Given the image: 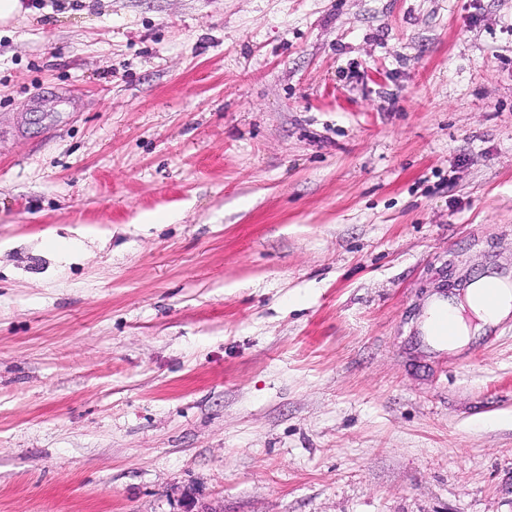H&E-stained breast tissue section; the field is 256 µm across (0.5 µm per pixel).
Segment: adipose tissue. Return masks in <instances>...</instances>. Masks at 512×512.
Returning a JSON list of instances; mask_svg holds the SVG:
<instances>
[{"mask_svg":"<svg viewBox=\"0 0 512 512\" xmlns=\"http://www.w3.org/2000/svg\"><path fill=\"white\" fill-rule=\"evenodd\" d=\"M512 316V289H497L493 299H486L484 285L475 282L463 295L433 303L424 319L425 327H433L442 320L450 321L453 334L447 341L448 347L465 343L470 336L484 326L496 324Z\"/></svg>","mask_w":512,"mask_h":512,"instance_id":"ef3b65f1","label":"adipose tissue"}]
</instances>
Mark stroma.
<instances>
[{
    "mask_svg": "<svg viewBox=\"0 0 512 512\" xmlns=\"http://www.w3.org/2000/svg\"><path fill=\"white\" fill-rule=\"evenodd\" d=\"M32 2L0 512H512V316L418 328L512 275V0ZM483 278L473 283L464 294L452 296L448 301L433 303L427 310L423 326H433L448 319L453 324V336L448 341L441 338L436 345L453 348L465 343L470 336L489 324H497L512 312V289L503 285L497 288L494 298L487 300L484 295Z\"/></svg>",
    "mask_w": 512,
    "mask_h": 512,
    "instance_id": "stroma-1",
    "label": "stroma"
}]
</instances>
